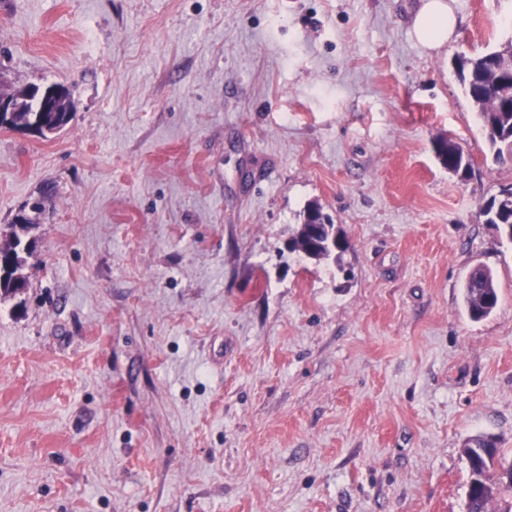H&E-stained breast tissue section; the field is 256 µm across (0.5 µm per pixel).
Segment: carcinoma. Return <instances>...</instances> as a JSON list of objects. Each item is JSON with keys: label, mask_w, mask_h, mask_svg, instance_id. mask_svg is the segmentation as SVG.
<instances>
[{"label": "carcinoma", "mask_w": 512, "mask_h": 512, "mask_svg": "<svg viewBox=\"0 0 512 512\" xmlns=\"http://www.w3.org/2000/svg\"><path fill=\"white\" fill-rule=\"evenodd\" d=\"M456 68L464 92L476 110L487 141L495 149V159H504L502 146L512 150V96L504 99L499 94L503 82L512 86V41L499 49L476 56H459ZM16 112L10 122L14 127L32 128L46 120L63 128L73 117V102L67 100L61 112H43L41 88L33 85L12 94ZM439 164L455 174L472 171L470 158L451 139L440 138L434 144ZM481 214L485 223L496 226L512 241V201L492 198L484 205ZM31 218L21 217L14 221L10 243L0 247V291L16 294L26 288V280L19 274L24 261L23 254L29 252L30 243L25 241ZM292 248L304 257L316 261L334 258L340 262L347 250L345 238L335 230V224L322 212L317 204H311L304 213L302 224L293 237ZM498 288L493 271L486 266H477L463 283V301L466 312L474 321L490 316L498 305ZM470 472L466 512H493V506H500L498 512H512V501L506 496L512 494V477L506 474L512 462L502 465L504 455L495 442L484 437L467 440L463 446ZM500 464V472L494 477L490 469Z\"/></svg>", "instance_id": "cac0c4a2"}]
</instances>
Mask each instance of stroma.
<instances>
[{
	"label": "stroma",
	"instance_id": "1",
	"mask_svg": "<svg viewBox=\"0 0 512 512\" xmlns=\"http://www.w3.org/2000/svg\"><path fill=\"white\" fill-rule=\"evenodd\" d=\"M0 0V512H465L464 442L512 455V187L452 65L512 0ZM472 163L448 173L433 144ZM350 247L289 251L308 204ZM479 265L499 302L471 320ZM423 1L413 20V31L421 43L439 49L453 35L457 20L445 0ZM68 91L71 97L63 105V112H56L55 105L50 101V109L46 112H38L42 107V89L39 86H27L17 90L11 97L14 99L16 112H14L13 99L7 95H0V124L1 126L26 127L32 129V126L46 120L54 126L64 128L70 123L73 117V102L71 92L59 85H50ZM12 114V116H11ZM11 118V119H10ZM435 156L439 164L448 170L458 174H464L472 171L470 158L464 153L463 149L451 139L440 138L434 144ZM480 213L486 218L485 223L493 224L504 237L512 241V201L503 202L494 197L484 205ZM14 231L10 243L0 247V290L5 294H16L26 288V280L19 274L24 261L22 253H29L30 243L25 241L33 221L29 216L14 220ZM463 301L470 319L479 321L490 316L498 305V288L493 271L477 266L463 283Z\"/></svg>",
	"mask_w": 512,
	"mask_h": 512
}]
</instances>
